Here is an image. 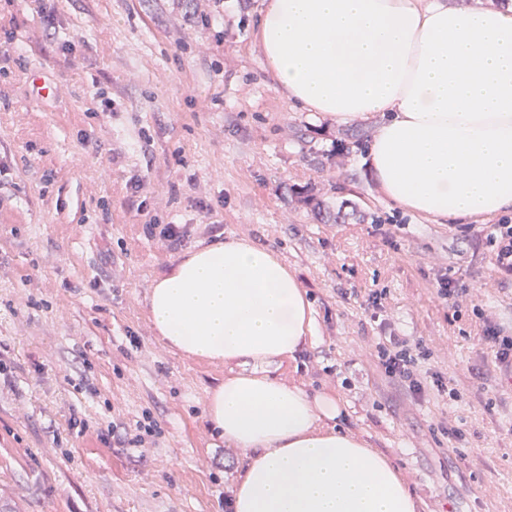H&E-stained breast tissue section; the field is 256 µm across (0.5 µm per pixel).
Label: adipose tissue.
Listing matches in <instances>:
<instances>
[{"instance_id":"1","label":"adipose tissue","mask_w":512,"mask_h":512,"mask_svg":"<svg viewBox=\"0 0 512 512\" xmlns=\"http://www.w3.org/2000/svg\"><path fill=\"white\" fill-rule=\"evenodd\" d=\"M256 34L298 110L385 115L368 168L395 205L451 222L512 210V6L268 0ZM150 313L169 346L248 365L205 402L225 444L252 451L234 512H417L399 468L339 427L334 398L269 372L314 324L271 250L232 239L187 253L153 284Z\"/></svg>"}]
</instances>
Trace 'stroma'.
I'll use <instances>...</instances> for the list:
<instances>
[{
    "label": "stroma",
    "instance_id": "obj_1",
    "mask_svg": "<svg viewBox=\"0 0 512 512\" xmlns=\"http://www.w3.org/2000/svg\"><path fill=\"white\" fill-rule=\"evenodd\" d=\"M267 2L46 0L40 15L0 0V512H225L251 452L214 436L203 406L230 367L161 341L148 295L185 252L229 239L276 252L314 310L312 336L272 375L336 396L341 426L401 470L418 512H512V383L472 312L511 335L512 285L463 226L384 196L366 164L378 120L291 105L255 36ZM96 90L112 109L94 117ZM339 211L346 223L327 222ZM148 224L182 225L186 245ZM444 275L470 305L439 297ZM389 334L423 339V371L458 399L386 378L375 342ZM146 409L159 447L98 438Z\"/></svg>",
    "mask_w": 512,
    "mask_h": 512
}]
</instances>
